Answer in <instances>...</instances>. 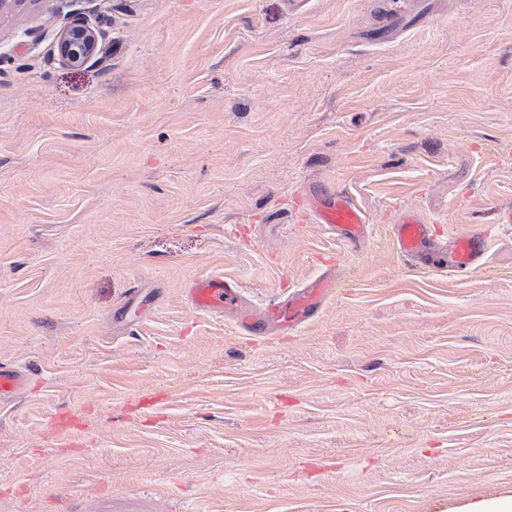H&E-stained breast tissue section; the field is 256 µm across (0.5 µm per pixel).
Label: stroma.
<instances>
[{
    "label": "stroma",
    "instance_id": "35a3bbf8",
    "mask_svg": "<svg viewBox=\"0 0 512 512\" xmlns=\"http://www.w3.org/2000/svg\"><path fill=\"white\" fill-rule=\"evenodd\" d=\"M0 8V512H449L512 492V0ZM93 58L59 55L74 15ZM340 186L372 231L307 214ZM492 258L407 265L400 211ZM332 259L287 340L261 306ZM340 290L335 269L330 267L300 288H291L288 294L264 308L247 305L238 284L224 278L223 273L200 276L186 289L189 304L196 311L223 313L231 308L236 312L240 333L248 336H288L305 322L317 318L326 301ZM28 386V377L17 369L0 365V396L18 393Z\"/></svg>",
    "mask_w": 512,
    "mask_h": 512
}]
</instances>
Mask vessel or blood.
Returning a JSON list of instances; mask_svg holds the SVG:
<instances>
[{
    "mask_svg": "<svg viewBox=\"0 0 512 512\" xmlns=\"http://www.w3.org/2000/svg\"><path fill=\"white\" fill-rule=\"evenodd\" d=\"M308 201L315 223L321 224L343 245L356 246L368 236L369 220L346 192L329 189L310 195ZM392 232L406 262L433 270L447 266L466 272L481 268L487 262L492 242L490 232L480 228L450 239L449 243H438L430 224L411 211L400 214ZM339 290L336 272L329 268L260 309L247 305L237 283L220 273L194 279L186 294L192 308L198 311L220 313L227 308L234 309L240 333L263 337L295 333L303 323L317 318L326 301ZM27 386L24 373L0 365V395L20 392Z\"/></svg>",
    "mask_w": 512,
    "mask_h": 512,
    "instance_id": "1",
    "label": "vessel or blood"
}]
</instances>
